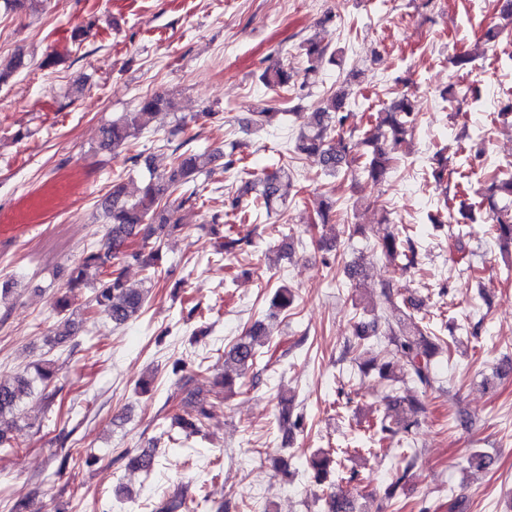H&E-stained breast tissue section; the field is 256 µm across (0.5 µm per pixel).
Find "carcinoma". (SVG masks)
I'll list each match as a JSON object with an SVG mask.
<instances>
[{"label":"carcinoma","mask_w":512,"mask_h":512,"mask_svg":"<svg viewBox=\"0 0 512 512\" xmlns=\"http://www.w3.org/2000/svg\"><path fill=\"white\" fill-rule=\"evenodd\" d=\"M497 10L504 24L490 28L485 39L496 41L503 36L505 30L512 25V0H496ZM329 45L321 40L308 39L301 45L307 58L308 69L312 70L322 63L325 57L335 61V54H327ZM262 83L273 91L285 90L298 81V72L288 65L276 62L264 68L260 75ZM349 92L340 88L326 98L319 111L305 118L306 129L303 130L295 144L296 152L313 157L328 175H336L340 171H348L360 165L374 181L383 179L391 168L395 154L405 137L414 127L416 112L414 102L406 94H398L390 105L377 113L374 123L362 133L348 125L350 113L347 110ZM173 107L171 98L162 92H154L140 97L137 107L101 126L99 130V146L112 150L117 154L129 151L137 144L142 131L149 128L157 113ZM191 139H186L172 150V166L165 174H149L143 182L135 199L128 198L122 174L112 179V190L102 199L101 208L107 223L110 224L106 234L104 250H87L71 268L66 286L60 290L53 302L54 310L59 314H67L58 327L50 331L48 342L59 344L74 335L77 293L85 285L89 276H94L95 284L91 288V296L86 305L107 313L116 325H125L136 319L144 309L145 291L129 285L123 270L112 268V261L118 263H136L146 272V279L162 281L168 271L162 268L160 247L150 245V240L158 238L166 232L178 228L173 219L174 209L170 198L179 194L182 200H199L201 203L210 201L204 196L207 182L200 176H210L212 170L208 166L216 158V153H198L184 149ZM436 164L432 170L435 189L447 194L444 183L448 182V157L443 154L436 156ZM285 171L278 167L263 174L258 181H246L234 193L224 196L223 208L215 210L211 215L210 231L219 234L220 227L233 230L231 223L244 225L253 214L265 210L269 216H281L287 209L286 195L283 192ZM488 200V217L493 222V231L502 249H512V170L496 169L492 181L484 194ZM381 255L391 261H398L405 268L415 262L416 246L411 236L403 238L387 236L377 244ZM382 295L389 303L390 313L373 318L370 322L359 320L353 324L352 337L347 340L345 350L362 345L370 337L387 338V347L381 351L385 361L380 363V375L390 377L393 374L392 362L387 360L391 355H401L405 360L406 372L417 386L424 390L431 389L437 382L432 357L436 353V344L429 336V327L417 319L413 310L417 304L411 300L398 304L393 292L385 287ZM296 292L283 285L276 289L272 297V306L286 309L294 304ZM265 332L260 322H255L248 336L240 339L227 352L231 362L246 371L251 368L260 356V348L264 347ZM174 373L180 374L179 389L188 392L181 400L183 414L178 415L164 430L167 442L181 445L189 437L200 435L206 419L211 415L213 403L201 396V392L192 387L195 375L184 372V365L177 363ZM56 369L51 361H46L35 368L34 376L19 374L9 383L0 382V417L4 413L19 411L22 401L31 394L33 384L42 386V399L46 412H55L57 398L61 388H53ZM424 412L422 403L410 400L407 406L399 409L388 406L384 419L388 423L382 431L395 437L398 434H410L419 425V417ZM305 424V415H292L288 407H283L278 418V426L283 438L290 439L295 430ZM333 452L326 450L313 455L310 465L315 471L317 481L326 477L327 467ZM57 469L60 473L68 468L90 464V458L82 457L79 452L70 449L56 457ZM127 468L150 474L155 468V455L150 451H142L128 459ZM188 491L180 490L169 497L161 506V512H185Z\"/></svg>","instance_id":"1"}]
</instances>
